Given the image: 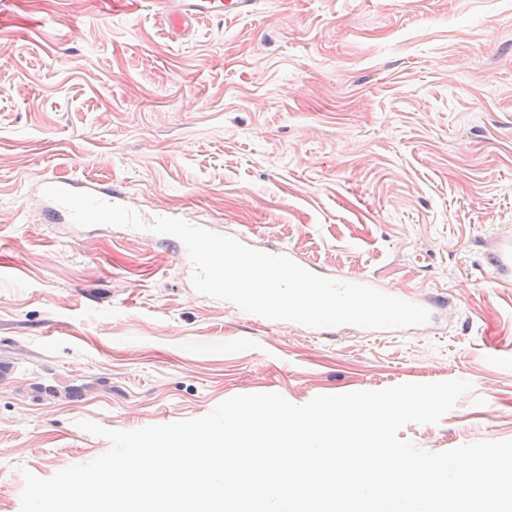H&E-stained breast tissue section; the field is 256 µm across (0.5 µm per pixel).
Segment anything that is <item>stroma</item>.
<instances>
[{
  "label": "stroma",
  "instance_id": "stroma-1",
  "mask_svg": "<svg viewBox=\"0 0 512 512\" xmlns=\"http://www.w3.org/2000/svg\"><path fill=\"white\" fill-rule=\"evenodd\" d=\"M0 25V512L23 471L240 394L471 382L403 439H512V288L477 241L512 226V0H257L173 39L154 9L11 0ZM122 182L146 216L254 232L320 274L447 292L405 333L335 336L196 291L148 231L48 223L42 171Z\"/></svg>",
  "mask_w": 512,
  "mask_h": 512
}]
</instances>
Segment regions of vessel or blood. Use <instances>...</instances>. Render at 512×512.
<instances>
[{
	"instance_id": "b4317fda",
	"label": "vessel or blood",
	"mask_w": 512,
	"mask_h": 512,
	"mask_svg": "<svg viewBox=\"0 0 512 512\" xmlns=\"http://www.w3.org/2000/svg\"><path fill=\"white\" fill-rule=\"evenodd\" d=\"M255 0H154V5L171 37L179 39L189 35L196 25L204 21L224 20L251 13ZM62 186L77 191L93 193L101 199L117 204H127L126 193L112 187L73 175L45 172L31 183L34 191L46 186ZM483 259L490 283L497 288H512V229L489 233L480 241Z\"/></svg>"
}]
</instances>
